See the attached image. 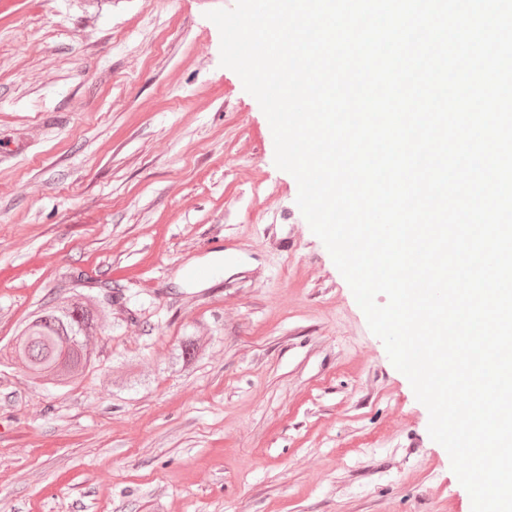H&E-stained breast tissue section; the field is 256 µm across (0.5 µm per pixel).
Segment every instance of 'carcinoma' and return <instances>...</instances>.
Instances as JSON below:
<instances>
[{
  "mask_svg": "<svg viewBox=\"0 0 512 512\" xmlns=\"http://www.w3.org/2000/svg\"><path fill=\"white\" fill-rule=\"evenodd\" d=\"M97 324V312L84 294L74 293L64 301L50 300L26 321L15 336L11 352L3 354V359L21 363L36 380L66 386L93 366L95 358L87 337ZM199 352L196 339L185 336L179 344L176 363L187 367Z\"/></svg>",
  "mask_w": 512,
  "mask_h": 512,
  "instance_id": "carcinoma-1",
  "label": "carcinoma"
}]
</instances>
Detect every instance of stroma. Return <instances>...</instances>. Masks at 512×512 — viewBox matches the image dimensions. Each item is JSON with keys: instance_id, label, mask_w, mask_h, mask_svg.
Segmentation results:
<instances>
[{"instance_id": "obj_1", "label": "stroma", "mask_w": 512, "mask_h": 512, "mask_svg": "<svg viewBox=\"0 0 512 512\" xmlns=\"http://www.w3.org/2000/svg\"><path fill=\"white\" fill-rule=\"evenodd\" d=\"M234 3L0 0V347L98 314L74 385L0 363V512H471L220 64Z\"/></svg>"}]
</instances>
